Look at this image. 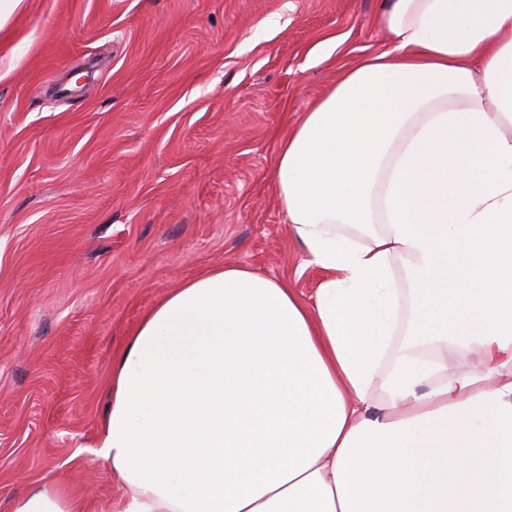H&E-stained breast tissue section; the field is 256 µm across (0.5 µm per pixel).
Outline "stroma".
<instances>
[{
    "instance_id": "stroma-1",
    "label": "stroma",
    "mask_w": 512,
    "mask_h": 512,
    "mask_svg": "<svg viewBox=\"0 0 512 512\" xmlns=\"http://www.w3.org/2000/svg\"><path fill=\"white\" fill-rule=\"evenodd\" d=\"M385 0H23L0 30V512L45 484L108 512L112 361L168 291L231 263L309 300L281 140Z\"/></svg>"
}]
</instances>
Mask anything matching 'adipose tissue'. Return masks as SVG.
Returning a JSON list of instances; mask_svg holds the SVG:
<instances>
[{
    "label": "adipose tissue",
    "mask_w": 512,
    "mask_h": 512,
    "mask_svg": "<svg viewBox=\"0 0 512 512\" xmlns=\"http://www.w3.org/2000/svg\"><path fill=\"white\" fill-rule=\"evenodd\" d=\"M386 27L279 147L312 301L227 264L114 360L112 512H512V0H394ZM8 512L88 509L45 485Z\"/></svg>",
    "instance_id": "obj_1"
}]
</instances>
